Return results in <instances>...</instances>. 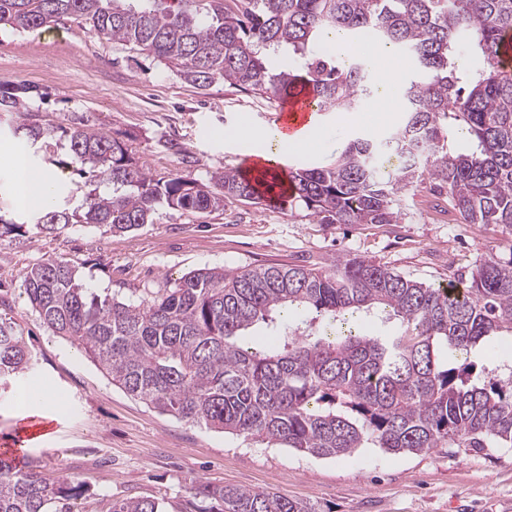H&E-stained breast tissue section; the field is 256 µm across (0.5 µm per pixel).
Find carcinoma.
Here are the masks:
<instances>
[{
  "mask_svg": "<svg viewBox=\"0 0 512 512\" xmlns=\"http://www.w3.org/2000/svg\"><path fill=\"white\" fill-rule=\"evenodd\" d=\"M63 16L163 63L206 88L224 81L276 99L316 93L319 111H352L373 95L374 65L356 54L326 55L330 32L350 44L392 45L414 62L400 80L401 123L383 139L361 133L328 166L246 176L224 169L202 181L149 176L126 144L83 120L41 122L16 88L0 86V112L29 146L64 143L45 162L91 172L109 191L90 190L72 209L52 207L38 233L73 224L124 233L152 224L163 208L204 214L224 201L304 206L322 224H396L399 197L428 182L465 224L512 232V70L499 49L512 34V0H0V26L51 28ZM482 53L472 72L458 45ZM470 147L456 152L458 133ZM24 292L43 324L101 365L112 384L182 421L203 424L318 458L365 444L389 453L454 445L512 448V388L458 355L512 337V246L467 280L434 286L388 266L339 258L321 269L259 265L204 268L148 301L101 299L72 267L33 266ZM376 309L399 321L394 336L360 328ZM320 319L317 335L288 324L297 311ZM262 322L276 333L245 344ZM32 356L0 320V379L23 378ZM87 493L71 478L51 483L0 458V512H72ZM180 512H318L260 490L193 481ZM109 512H163L155 499L112 502Z\"/></svg>",
  "mask_w": 512,
  "mask_h": 512,
  "instance_id": "cac0c4a2",
  "label": "carcinoma"
}]
</instances>
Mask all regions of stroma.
I'll list each match as a JSON object with an SVG mask.
<instances>
[{"label":"stroma","mask_w":512,"mask_h":512,"mask_svg":"<svg viewBox=\"0 0 512 512\" xmlns=\"http://www.w3.org/2000/svg\"><path fill=\"white\" fill-rule=\"evenodd\" d=\"M0 83L29 87V104L57 124L84 119L123 140L153 178L180 171L207 178L244 167L261 140L241 141L245 125L263 131L278 102L218 82L200 90L164 65L94 36L67 18L50 30L0 28ZM357 110L322 115L314 151L291 152L300 168L332 163L362 129L384 134L401 120ZM42 170L33 148L19 149L0 119V213L34 215L17 190L15 157ZM428 188L406 194L396 224H322L301 207L225 202L205 217L161 210L127 233L75 224L57 234L0 237V318L11 321L33 357L29 374L0 383V449L20 445L43 476L71 477L88 494L78 512H107L112 501L150 497L178 512L190 481L264 490L320 512H512V448H436L391 454L360 448L316 458L163 414L112 385L105 370L54 335L23 291V276L45 260L68 262L84 285L122 301L148 299L202 268L237 270L271 263L325 266L337 258L379 262L407 277L444 285L469 277L476 262L512 245L495 224H465L431 206ZM46 434L23 437L28 419Z\"/></svg>","instance_id":"35a3bbf8"}]
</instances>
